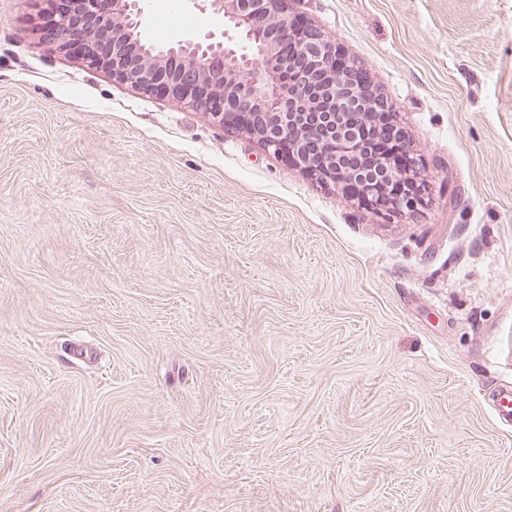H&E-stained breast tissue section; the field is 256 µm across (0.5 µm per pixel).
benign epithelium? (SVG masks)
Listing matches in <instances>:
<instances>
[{
	"mask_svg": "<svg viewBox=\"0 0 512 512\" xmlns=\"http://www.w3.org/2000/svg\"><path fill=\"white\" fill-rule=\"evenodd\" d=\"M44 42L82 57L140 93L164 95L242 132L264 150L336 191L356 183V200L392 216L419 205L417 162L390 129L386 98L361 78L316 26L291 14V0H206L246 37L239 53L224 41L179 37L161 47L142 33L144 0H51Z\"/></svg>",
	"mask_w": 512,
	"mask_h": 512,
	"instance_id": "benign-epithelium-1",
	"label": "benign epithelium"
}]
</instances>
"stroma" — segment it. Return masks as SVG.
I'll use <instances>...</instances> for the list:
<instances>
[{"instance_id": "1", "label": "stroma", "mask_w": 512, "mask_h": 512, "mask_svg": "<svg viewBox=\"0 0 512 512\" xmlns=\"http://www.w3.org/2000/svg\"><path fill=\"white\" fill-rule=\"evenodd\" d=\"M46 9L0 0V512H512V0H295L398 114L388 218Z\"/></svg>"}]
</instances>
